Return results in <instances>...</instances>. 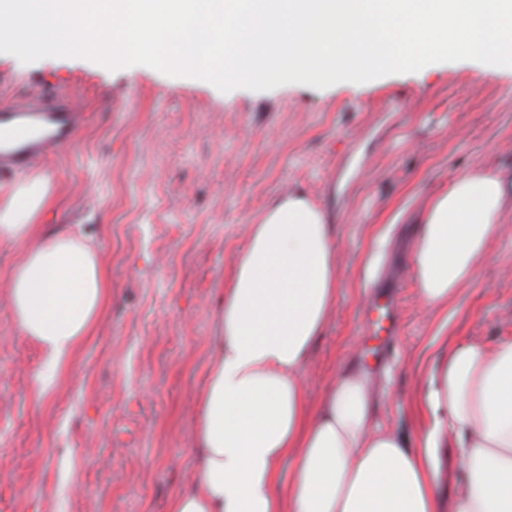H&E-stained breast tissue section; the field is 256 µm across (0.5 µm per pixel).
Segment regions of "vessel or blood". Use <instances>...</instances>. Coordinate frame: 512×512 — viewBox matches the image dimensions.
<instances>
[{
	"instance_id": "obj_1",
	"label": "vessel or blood",
	"mask_w": 512,
	"mask_h": 512,
	"mask_svg": "<svg viewBox=\"0 0 512 512\" xmlns=\"http://www.w3.org/2000/svg\"><path fill=\"white\" fill-rule=\"evenodd\" d=\"M82 119L81 112L60 101L23 103L0 110V142L10 145L9 150L0 152V176L10 175L59 146Z\"/></svg>"
}]
</instances>
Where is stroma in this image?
Returning a JSON list of instances; mask_svg holds the SVG:
<instances>
[{
	"instance_id": "stroma-1",
	"label": "stroma",
	"mask_w": 512,
	"mask_h": 512,
	"mask_svg": "<svg viewBox=\"0 0 512 512\" xmlns=\"http://www.w3.org/2000/svg\"><path fill=\"white\" fill-rule=\"evenodd\" d=\"M46 96L86 122L26 169L49 181L39 221L85 234L112 291L57 376L0 288V512H165L198 460L218 296L252 219L282 193L305 191L336 226L338 296L304 372L311 400L352 364L374 383L379 423L414 439L424 421L409 399L439 348L512 336V235L444 313L421 305L409 264L410 219L433 192L474 165L512 171L511 73L463 60L224 93L144 65L0 53V108ZM389 274L395 337L371 307Z\"/></svg>"
}]
</instances>
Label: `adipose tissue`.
Returning <instances> with one entry per match:
<instances>
[{
	"label": "adipose tissue",
	"mask_w": 512,
	"mask_h": 512,
	"mask_svg": "<svg viewBox=\"0 0 512 512\" xmlns=\"http://www.w3.org/2000/svg\"><path fill=\"white\" fill-rule=\"evenodd\" d=\"M47 179L0 186V244L20 255L4 283L21 334L66 370L109 297L87 238L38 223ZM411 250L418 297L446 309L512 224V182L477 166L428 199ZM336 240L326 208L277 197L251 224L219 313L215 358L198 401V461L166 512H512V337L445 349L412 403L426 418L410 440L374 427L369 376L341 368L319 402L302 369L336 305ZM461 451L451 499L438 452Z\"/></svg>",
	"instance_id": "obj_1"
}]
</instances>
